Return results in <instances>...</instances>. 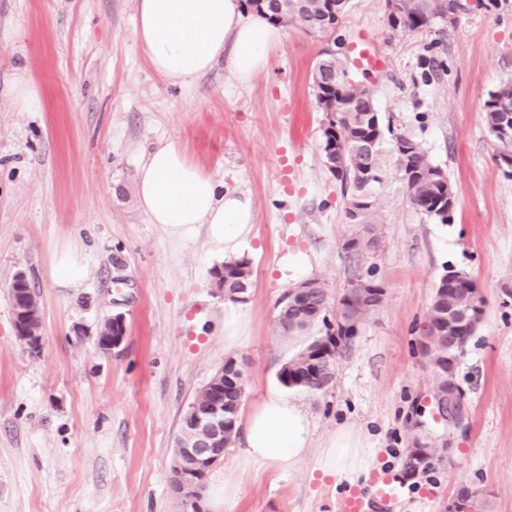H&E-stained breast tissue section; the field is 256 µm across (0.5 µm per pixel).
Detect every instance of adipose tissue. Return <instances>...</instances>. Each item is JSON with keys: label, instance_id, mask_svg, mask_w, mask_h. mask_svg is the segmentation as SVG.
I'll return each mask as SVG.
<instances>
[{"label": "adipose tissue", "instance_id": "obj_1", "mask_svg": "<svg viewBox=\"0 0 512 512\" xmlns=\"http://www.w3.org/2000/svg\"><path fill=\"white\" fill-rule=\"evenodd\" d=\"M135 36L152 70L164 80L193 83L218 61L248 82L268 61L281 32L266 16L246 10L242 0H136ZM138 200L150 223L171 239L193 242L206 232L225 258L240 257L252 242L248 200L221 193L214 180L175 143H158L138 172ZM244 465L294 470L312 446L313 424L295 399L271 388L242 422ZM377 449L349 426L337 429L315 458V471L355 485L377 465Z\"/></svg>", "mask_w": 512, "mask_h": 512}]
</instances>
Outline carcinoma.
<instances>
[{"label":"carcinoma","instance_id":"obj_1","mask_svg":"<svg viewBox=\"0 0 512 512\" xmlns=\"http://www.w3.org/2000/svg\"><path fill=\"white\" fill-rule=\"evenodd\" d=\"M446 0H400L399 13L386 14V27L391 35L410 34L428 28L435 23L444 24ZM284 18L295 22L301 27L322 29L323 18L317 9L306 13H296L288 10ZM346 68L341 58H336L334 67L321 71L312 80L316 104L330 97L336 99L337 116L336 131L321 129V146L327 154L336 148L341 151L344 163L342 186L351 189L349 202L364 197L366 202L359 212L350 217V223L361 225L344 243V250L356 254L372 249L377 245L373 217L375 215V198L371 193L374 185L383 181V162L381 147L387 136L394 137L395 142L403 143L404 148H395L397 164L401 179L404 182L410 203L416 210L427 218L448 223L449 214L455 208L456 194L454 187L442 171L432 165L426 158L419 143L415 140L396 136L391 124L384 122L377 112L372 92L363 85L340 84L337 73ZM485 119L488 129L502 145L499 157L512 155V81L502 84L496 91L489 94L485 102ZM211 274L224 280V297L235 301L240 295V289L251 284L250 261L245 258L229 259L215 266ZM379 289L380 285L372 280L365 281L362 291L347 290L339 299V318L344 323L336 325V333L340 342L333 345L338 349L341 342L353 337L350 330L351 321L362 322L365 317L381 305L384 294L378 293L370 297L371 289ZM479 302L475 296L469 295L467 286L460 284L443 287V282L433 292L429 308L428 329L424 338L428 342V358L430 362L441 364L439 354L448 352V304L458 307L473 306ZM328 296L319 289L298 303L286 299L280 302L279 324L288 334L304 331L320 320H326ZM332 333L312 339L301 351L286 362L290 370L279 372V381L287 388H297L307 391H319L332 381L336 357L330 355L322 362L320 373L312 371V366L306 364V358L312 353L327 346ZM436 384L434 387V408L438 413L448 411V369L442 367L435 370ZM415 440L406 449L402 465L406 472L415 474L420 468H428L416 446ZM208 470L203 469L196 475L194 489L185 497L183 504L185 512H201V493Z\"/></svg>","mask_w":512,"mask_h":512}]
</instances>
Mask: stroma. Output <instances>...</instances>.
<instances>
[{
	"label": "stroma",
	"mask_w": 512,
	"mask_h": 512,
	"mask_svg": "<svg viewBox=\"0 0 512 512\" xmlns=\"http://www.w3.org/2000/svg\"><path fill=\"white\" fill-rule=\"evenodd\" d=\"M385 0H350L333 32L281 26L249 84L217 64L191 86L164 81L134 37L135 0H0V512H183L171 485L175 439L195 394L232 358L245 404L278 386L280 367L335 326L356 280L384 300L336 358L331 385L295 396L313 448L349 425L401 471L413 436L448 444L441 462L403 477L395 512H446L457 490L485 512H512V176L500 167L484 103L512 79V9L472 8L444 34L393 36ZM365 42L381 71L354 70L395 134L413 138L452 183L448 223L410 203L383 146L375 248L347 253V196L325 167L312 70L325 53ZM23 69L40 96L19 110L7 86ZM179 145L220 187L249 199L252 287L242 340L224 345V304L206 236L180 244L137 197L144 153ZM80 250L87 276L55 287V250ZM447 269L473 277L485 314L455 370L468 409L438 418L435 376L420 353L435 285ZM25 271L43 307L31 350L14 331L9 285ZM322 283L326 323L288 336L278 302ZM123 314L120 349L101 352V324ZM241 443L208 472L202 512H336L346 482L320 477L313 456L293 471L243 466Z\"/></svg>",
	"instance_id": "1"
}]
</instances>
